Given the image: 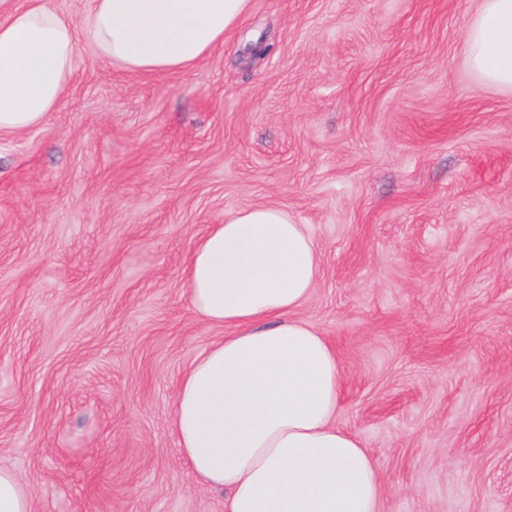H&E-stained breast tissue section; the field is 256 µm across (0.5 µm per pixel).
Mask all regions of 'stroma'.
Returning <instances> with one entry per match:
<instances>
[{"instance_id":"obj_1","label":"stroma","mask_w":512,"mask_h":512,"mask_svg":"<svg viewBox=\"0 0 512 512\" xmlns=\"http://www.w3.org/2000/svg\"><path fill=\"white\" fill-rule=\"evenodd\" d=\"M480 4L251 0L166 74L81 45L56 110L0 139V469L34 512H224L170 425L224 334L185 265L265 203L318 246L296 315L381 512H512V89L467 64Z\"/></svg>"}]
</instances>
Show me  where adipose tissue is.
Returning <instances> with one entry per match:
<instances>
[{"mask_svg": "<svg viewBox=\"0 0 512 512\" xmlns=\"http://www.w3.org/2000/svg\"><path fill=\"white\" fill-rule=\"evenodd\" d=\"M251 0H91L80 22L26 0L0 17V134L42 124L67 88L79 42L134 73L193 67ZM470 67L512 88V0H482ZM320 272L305 225L280 206L237 209L191 251L190 300L229 328L180 379L172 429L185 464L223 492L224 512H379L382 485L359 439L336 427L334 346L294 313Z\"/></svg>", "mask_w": 512, "mask_h": 512, "instance_id": "obj_1", "label": "adipose tissue"}]
</instances>
